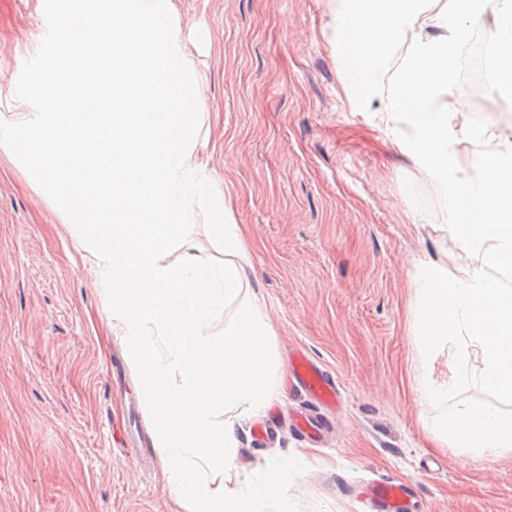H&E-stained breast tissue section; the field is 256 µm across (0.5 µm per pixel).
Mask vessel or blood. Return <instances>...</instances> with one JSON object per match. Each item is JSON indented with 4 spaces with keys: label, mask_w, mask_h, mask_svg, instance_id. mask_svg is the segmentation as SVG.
I'll return each instance as SVG.
<instances>
[{
    "label": "vessel or blood",
    "mask_w": 512,
    "mask_h": 512,
    "mask_svg": "<svg viewBox=\"0 0 512 512\" xmlns=\"http://www.w3.org/2000/svg\"><path fill=\"white\" fill-rule=\"evenodd\" d=\"M290 365L298 389L312 407L332 406L336 403L338 384L333 375L312 359L299 352L290 359ZM307 411L301 413L293 426L309 443L322 444L328 433L325 421ZM371 512H407L414 495L409 482L394 479H376L363 491Z\"/></svg>",
    "instance_id": "vessel-or-blood-1"
}]
</instances>
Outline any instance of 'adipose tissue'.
I'll return each mask as SVG.
<instances>
[{
    "label": "adipose tissue",
    "instance_id": "ef3b65f1",
    "mask_svg": "<svg viewBox=\"0 0 512 512\" xmlns=\"http://www.w3.org/2000/svg\"><path fill=\"white\" fill-rule=\"evenodd\" d=\"M488 30L495 86L512 92V0H337L324 36L351 105L384 125L398 151L439 188L440 230L472 259L465 276L426 261L414 278L415 333L423 361L447 355V380L423 393L448 402L471 383L512 402V141L458 121L456 71L471 33ZM471 166L459 162L462 144ZM479 355L478 375L468 369ZM432 433L464 455H512V415L468 403Z\"/></svg>",
    "mask_w": 512,
    "mask_h": 512
}]
</instances>
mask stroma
<instances>
[{"instance_id": "35a3bbf8", "label": "stroma", "mask_w": 512, "mask_h": 512, "mask_svg": "<svg viewBox=\"0 0 512 512\" xmlns=\"http://www.w3.org/2000/svg\"><path fill=\"white\" fill-rule=\"evenodd\" d=\"M205 72L195 157L231 197L253 246L249 287L287 361L307 349L335 377L339 409L313 447L294 430L295 387L272 403L265 447L239 420L238 463L304 466L299 512H364L352 486L407 480L410 512H512V456L433 441L442 415L420 390L414 277L470 259L436 229L438 188L368 115L352 111L322 31L333 0H174ZM40 0H0V111L36 44ZM461 117L512 139V94L484 85ZM91 256L39 188L0 153V512H182L156 456L127 444L132 371Z\"/></svg>"}]
</instances>
